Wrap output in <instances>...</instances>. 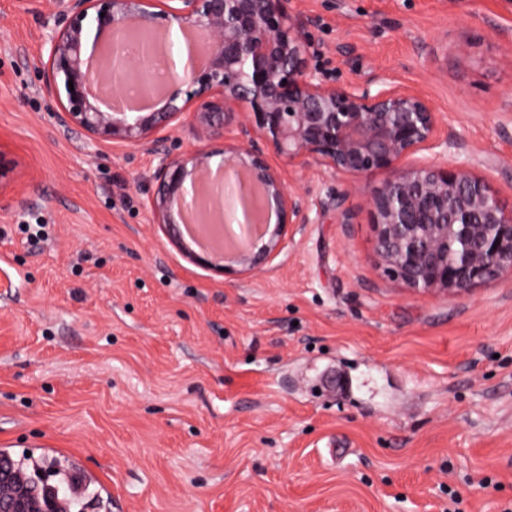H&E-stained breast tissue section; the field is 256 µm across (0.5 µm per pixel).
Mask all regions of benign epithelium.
I'll use <instances>...</instances> for the list:
<instances>
[{
  "label": "benign epithelium",
  "mask_w": 512,
  "mask_h": 512,
  "mask_svg": "<svg viewBox=\"0 0 512 512\" xmlns=\"http://www.w3.org/2000/svg\"><path fill=\"white\" fill-rule=\"evenodd\" d=\"M288 0H67L44 46L45 86L60 103L64 127L92 139L152 153L158 183L150 200L156 223L172 231L184 222L188 187L199 223L224 238V251L245 272L272 259L288 224H312L334 213L349 223L346 196L312 203L287 187L268 152L290 165L312 163L339 174L384 179L368 199L376 251L406 287L461 295L512 269V205L493 194L468 165L401 166L420 150L445 153L455 143L438 133L437 112L421 94L384 73L336 84L312 66V20L292 14ZM199 29L209 35L207 64L159 87L163 105L151 112L104 109L91 96L103 85L119 94L148 67L125 55L129 36L142 38L149 60L153 38ZM191 116L202 146L181 153L159 132ZM224 140V149L204 143ZM275 206L278 221L263 219ZM316 217H310L311 211ZM262 242L254 250L255 242ZM176 245L216 273L230 270L215 251ZM0 512H53L0 461Z\"/></svg>",
  "instance_id": "obj_1"
}]
</instances>
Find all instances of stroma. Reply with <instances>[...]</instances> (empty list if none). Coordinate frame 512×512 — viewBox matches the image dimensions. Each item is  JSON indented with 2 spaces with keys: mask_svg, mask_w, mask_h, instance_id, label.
Listing matches in <instances>:
<instances>
[{
  "mask_svg": "<svg viewBox=\"0 0 512 512\" xmlns=\"http://www.w3.org/2000/svg\"><path fill=\"white\" fill-rule=\"evenodd\" d=\"M59 0H0V448L79 464L107 512H512V271L414 291L375 251L382 177L270 163L351 223L293 224L218 274L155 224L154 156L57 123ZM325 78L434 107L512 202V0H289ZM39 224L33 237L24 225Z\"/></svg>",
  "mask_w": 512,
  "mask_h": 512,
  "instance_id": "obj_1",
  "label": "stroma"
}]
</instances>
